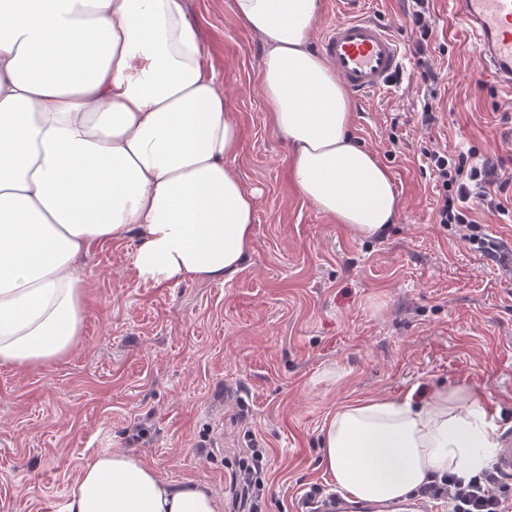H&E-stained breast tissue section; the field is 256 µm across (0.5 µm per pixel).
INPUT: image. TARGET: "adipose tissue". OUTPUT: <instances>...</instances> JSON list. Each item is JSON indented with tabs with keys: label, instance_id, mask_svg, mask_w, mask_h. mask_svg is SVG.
Here are the masks:
<instances>
[{
	"label": "adipose tissue",
	"instance_id": "ef3b65f1",
	"mask_svg": "<svg viewBox=\"0 0 512 512\" xmlns=\"http://www.w3.org/2000/svg\"><path fill=\"white\" fill-rule=\"evenodd\" d=\"M320 0H234L266 52L260 87L291 150L299 194L355 233L392 224L388 169L351 132L345 87L310 45ZM239 126L183 0H0V364L68 356L86 317L79 274L92 246L138 236L142 279L226 281L248 258L255 199L225 158ZM483 398L440 387L423 400L358 398L322 429L321 465L344 498L407 500L433 478L491 464ZM202 482L160 478L104 452L67 512H221Z\"/></svg>",
	"mask_w": 512,
	"mask_h": 512
}]
</instances>
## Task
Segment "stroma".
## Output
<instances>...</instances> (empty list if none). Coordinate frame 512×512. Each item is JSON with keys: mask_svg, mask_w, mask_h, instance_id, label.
Listing matches in <instances>:
<instances>
[{"mask_svg": "<svg viewBox=\"0 0 512 512\" xmlns=\"http://www.w3.org/2000/svg\"><path fill=\"white\" fill-rule=\"evenodd\" d=\"M185 5L240 126L226 164L256 193L253 249L228 281L178 283L138 276V238L90 249L77 347L45 367L0 365V512H65L82 468L112 451L137 454L164 480L204 482L222 512H240L234 474L255 448L269 458L264 512H306L313 487L333 494L319 465L324 423L355 397L461 387L512 431V276L436 223L422 167L429 147L512 169V96L449 0L432 2L428 81L411 0H368L406 52L390 90L351 99L353 133L401 202L370 237L318 212L290 180L260 89L264 47L233 0Z\"/></svg>", "mask_w": 512, "mask_h": 512, "instance_id": "obj_1", "label": "stroma"}]
</instances>
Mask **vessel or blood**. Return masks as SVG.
Here are the masks:
<instances>
[{
    "mask_svg": "<svg viewBox=\"0 0 512 512\" xmlns=\"http://www.w3.org/2000/svg\"><path fill=\"white\" fill-rule=\"evenodd\" d=\"M479 56L497 84L512 95V0H452ZM319 51L353 95L384 92L403 69L402 42L379 20L364 16L327 25ZM495 472L512 482V433L499 439Z\"/></svg>",
    "mask_w": 512,
    "mask_h": 512,
    "instance_id": "vessel-or-blood-1",
    "label": "vessel or blood"
}]
</instances>
